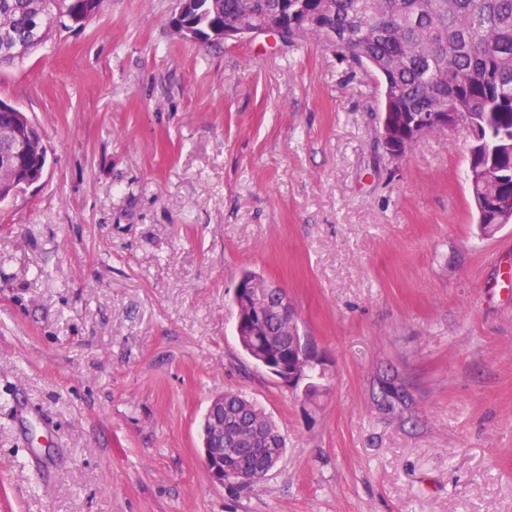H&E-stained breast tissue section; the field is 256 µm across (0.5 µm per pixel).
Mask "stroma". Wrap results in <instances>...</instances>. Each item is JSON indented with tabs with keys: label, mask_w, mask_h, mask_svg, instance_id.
<instances>
[{
	"label": "stroma",
	"mask_w": 512,
	"mask_h": 512,
	"mask_svg": "<svg viewBox=\"0 0 512 512\" xmlns=\"http://www.w3.org/2000/svg\"><path fill=\"white\" fill-rule=\"evenodd\" d=\"M175 7L105 0L0 69L48 154L0 203V512H512V224L478 230L467 131L391 159L375 72ZM246 271L315 399L240 349ZM231 390L286 440L255 485L203 464ZM192 0H176L177 7L172 20V27L176 34L182 39L190 41H202L207 36L200 33L197 26L187 20L189 15L190 4ZM255 280L240 279L234 289V300L238 309L240 302L252 305L249 318L236 317V333L240 335L246 328L261 326L264 322L274 317L284 322L291 328L297 327L295 312L288 302L287 296L278 286L272 288H254ZM270 319L265 324V335L256 336L258 339L273 337L280 346V350L288 354V366L280 359V353L274 348L266 347L261 353V363L265 370L276 377L289 388H295L300 380L305 377V372L317 365V356L314 354L310 343L304 336L296 342L291 352L292 336H288L286 325ZM290 361V364H289Z\"/></svg>",
	"instance_id": "stroma-1"
}]
</instances>
